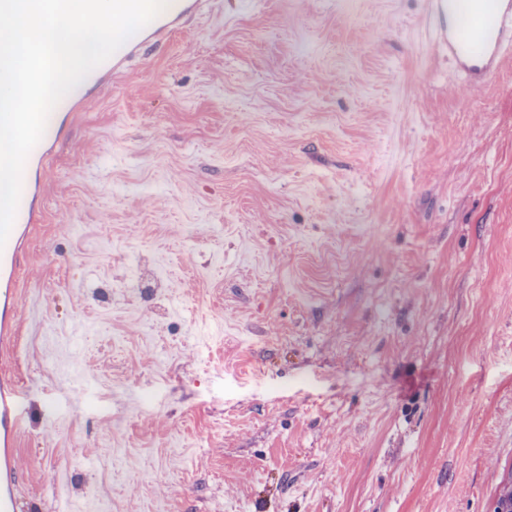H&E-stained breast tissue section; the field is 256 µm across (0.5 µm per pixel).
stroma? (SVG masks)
<instances>
[{"label": "stroma", "instance_id": "35a3bbf8", "mask_svg": "<svg viewBox=\"0 0 512 512\" xmlns=\"http://www.w3.org/2000/svg\"><path fill=\"white\" fill-rule=\"evenodd\" d=\"M425 0H212L95 94L18 289L24 512H493L512 59ZM448 60L473 91L498 73L512 45L511 0H427Z\"/></svg>", "mask_w": 512, "mask_h": 512}]
</instances>
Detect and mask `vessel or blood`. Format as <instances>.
Returning a JSON list of instances; mask_svg holds the SVG:
<instances>
[{"mask_svg": "<svg viewBox=\"0 0 512 512\" xmlns=\"http://www.w3.org/2000/svg\"><path fill=\"white\" fill-rule=\"evenodd\" d=\"M209 0H168L165 9L130 36L97 70L78 84L74 106L58 122L47 123L23 171L22 191L12 229L0 247V512H22L18 495L21 474L16 455L24 416L20 389L9 369L20 312L16 284L25 246L38 222L41 183L66 128L74 123L75 106L89 101L92 91L109 87L147 51L169 40L206 14ZM427 14L438 23L437 37L448 46V59L467 87L477 91L498 73L512 48V0H427Z\"/></svg>", "mask_w": 512, "mask_h": 512, "instance_id": "1", "label": "vessel or blood"}]
</instances>
